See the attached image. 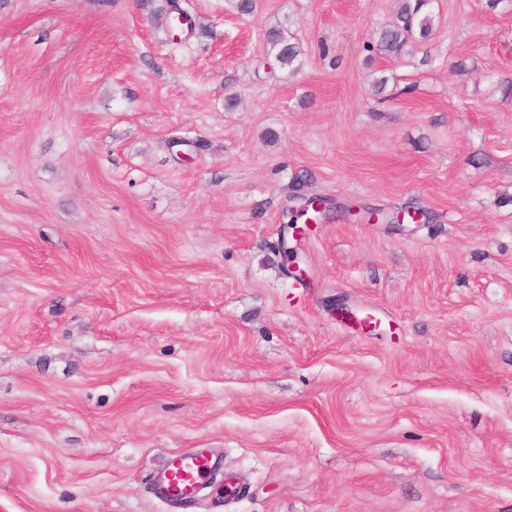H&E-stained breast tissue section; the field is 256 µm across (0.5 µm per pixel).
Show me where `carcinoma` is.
Wrapping results in <instances>:
<instances>
[{"instance_id":"obj_1","label":"carcinoma","mask_w":512,"mask_h":512,"mask_svg":"<svg viewBox=\"0 0 512 512\" xmlns=\"http://www.w3.org/2000/svg\"><path fill=\"white\" fill-rule=\"evenodd\" d=\"M434 3L427 0H399L398 9L393 23L383 30L375 45H368L369 51H378L395 58L400 57L409 42H425L433 35L435 27ZM269 53L283 66L299 70L302 50L299 44L290 42L288 31L283 27H275L266 32ZM293 226L286 224L280 231L279 252L287 257L282 263L283 272H288V263L295 258L294 250L289 248V235Z\"/></svg>"}]
</instances>
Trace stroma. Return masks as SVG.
I'll list each match as a JSON object with an SVG mask.
<instances>
[{"mask_svg": "<svg viewBox=\"0 0 512 512\" xmlns=\"http://www.w3.org/2000/svg\"><path fill=\"white\" fill-rule=\"evenodd\" d=\"M255 3L0 0V512H512V8ZM434 3V0H399L393 23L381 32L376 45L368 46L369 51L376 50L398 58L409 42L422 43L429 40L436 20ZM289 37L284 27L271 28L266 32L269 53L274 55L282 67L291 68L295 72L299 70L302 50L298 43H291ZM293 226L292 225H289V224H285L282 228V230L280 231V239H279V244H280V249L278 251V253H282L283 255H285L287 257V261H284L283 257V263H282V269H283V272L284 274L289 277V273H288V267L291 271V274L292 275H295V276H301L303 271L300 266H299V263L297 261H295L294 263H292L291 265L288 266V263H290L291 261L294 260L295 258V252L293 249H289V250H285V248L289 247V235L291 234L292 238L293 237ZM216 460L203 450H181L171 454L160 482L161 495L173 502L197 497L203 480L215 471Z\"/></svg>", "mask_w": 512, "mask_h": 512, "instance_id": "stroma-1", "label": "stroma"}]
</instances>
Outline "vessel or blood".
<instances>
[{
	"label": "vessel or blood",
	"mask_w": 512,
	"mask_h": 512,
	"mask_svg": "<svg viewBox=\"0 0 512 512\" xmlns=\"http://www.w3.org/2000/svg\"><path fill=\"white\" fill-rule=\"evenodd\" d=\"M216 467V461L209 452L193 449L174 452L167 463L159 491L173 502L195 498L203 480Z\"/></svg>",
	"instance_id": "vessel-or-blood-1"
}]
</instances>
